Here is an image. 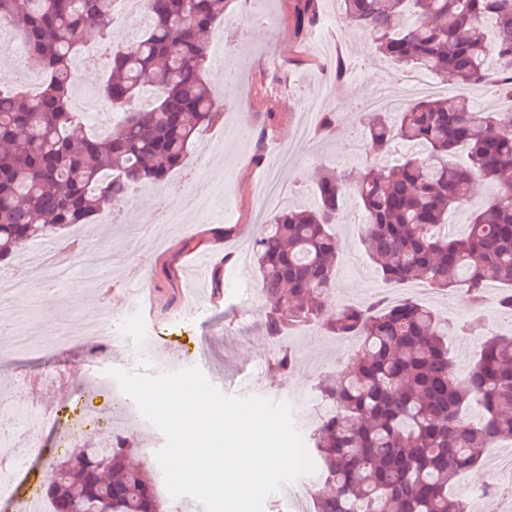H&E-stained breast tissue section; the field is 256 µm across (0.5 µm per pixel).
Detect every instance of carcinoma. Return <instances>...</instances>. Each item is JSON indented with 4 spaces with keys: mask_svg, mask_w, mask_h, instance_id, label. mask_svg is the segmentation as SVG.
Instances as JSON below:
<instances>
[{
    "mask_svg": "<svg viewBox=\"0 0 512 512\" xmlns=\"http://www.w3.org/2000/svg\"><path fill=\"white\" fill-rule=\"evenodd\" d=\"M232 0H149L151 20L129 45L113 47L114 0H0V20L26 43L42 78L31 97L0 90V263L49 232L87 224L131 191L181 169L201 131L224 116L206 83L207 35ZM318 0H296L304 34L319 23ZM343 19L376 51L454 84L452 98L424 96L394 112H362L363 171L317 178L318 204L277 211L253 258L266 300L263 330L276 341L314 322L359 339L351 365L319 377L324 407L313 440L320 480L316 512H469L450 493L482 451L512 439V337H488L467 375L448 354L442 319L411 298L330 308L339 252L336 225L348 196L362 207L360 242L394 285L420 281L480 300L505 285L497 307L512 317V109L476 111L469 91L486 86L512 100V0H339ZM110 59L100 100L119 121L90 134L70 108L73 59L87 26ZM416 151L381 160L399 142ZM493 184L473 202L475 183ZM469 207L466 233L448 213ZM480 405L482 418H466ZM112 512H163L154 471L132 450L80 448L46 486Z\"/></svg>",
    "mask_w": 512,
    "mask_h": 512,
    "instance_id": "carcinoma-1",
    "label": "carcinoma"
}]
</instances>
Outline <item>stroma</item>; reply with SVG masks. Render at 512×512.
<instances>
[{"label": "stroma", "mask_w": 512, "mask_h": 512, "mask_svg": "<svg viewBox=\"0 0 512 512\" xmlns=\"http://www.w3.org/2000/svg\"><path fill=\"white\" fill-rule=\"evenodd\" d=\"M294 13L295 0H233L226 15L231 47L224 57L210 56L207 63L208 82L216 83L229 103L222 122L204 133L215 143L207 162L189 161L163 186L142 191L136 203L125 206L123 222L99 220L54 233L58 244L84 241L79 268L72 281L48 278L29 289L24 305L32 309V325L42 333H54L59 322H66L71 342L56 350H32L17 361L13 375L0 380V393L25 402L32 397L28 378L64 369L71 373L63 387L44 391L53 410L34 428L39 453L29 462L31 492L42 491L44 461L59 462L67 456L58 434L67 418L78 413L80 397L101 408L100 428L90 435V442H105L111 432V401L90 386L89 374L113 368L136 371L144 359L153 374L191 368L204 339L210 340L212 352L203 374L213 386L228 396L287 402L302 438H310L319 418L314 385L320 376L347 366L358 340L327 335L317 325L305 327L290 338L294 368L275 373L272 340L246 327L250 316H262L265 310L257 268L251 262L227 264L223 258L229 251L250 247L259 232L255 190L272 159L267 146L292 138L302 120L299 106L317 100L322 111L338 117L333 138L315 135L300 143L292 160L279 171L280 180L290 187L292 204L313 206L319 169L352 175L361 169L362 158L353 151L363 137L357 119L361 102L366 94L383 89L388 93L385 111H395L404 88V68L381 58L365 34L349 33L343 26L338 36L346 57L355 63L356 76L339 86L323 82L321 70L334 63L327 55L330 45L311 35L298 36ZM192 192L210 197L211 208L185 212L179 224L160 223L162 213L179 206L183 196ZM343 213L344 222L336 228L341 250L327 303L364 306L385 295L389 285L360 244L362 212L357 200L346 198ZM145 226L161 233L162 246L143 270L153 297L152 304L143 307L129 296L127 270L120 263L101 268L93 278L85 272L94 265L101 247L119 253L134 251V234ZM216 273L223 279L219 291L212 282ZM58 295L65 302L56 308L52 299ZM412 297L447 320L448 348L457 371H469L483 344L482 337L458 330L473 310H480L497 334L512 333V325L498 320L495 298L485 297L476 307L458 291L437 293L427 288L413 292ZM129 311L135 316L138 334L125 351L110 359L91 358L89 351L98 341L94 325L108 318L123 320ZM510 453L511 440L486 449L480 465L461 476L459 491L467 492L473 484H512V469L501 464Z\"/></svg>", "instance_id": "stroma-1"}]
</instances>
